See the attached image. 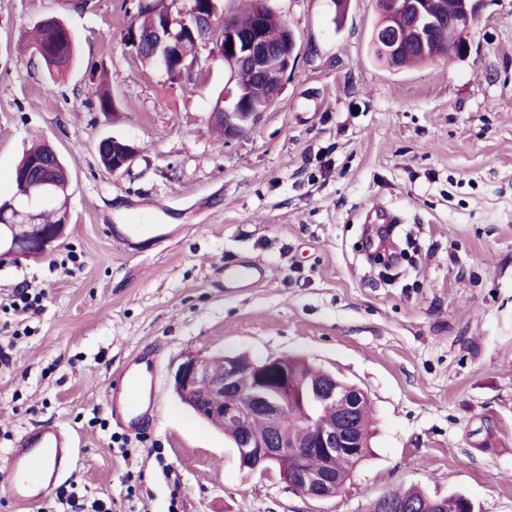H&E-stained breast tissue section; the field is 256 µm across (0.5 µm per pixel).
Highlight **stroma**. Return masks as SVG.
Listing matches in <instances>:
<instances>
[{
	"mask_svg": "<svg viewBox=\"0 0 512 512\" xmlns=\"http://www.w3.org/2000/svg\"><path fill=\"white\" fill-rule=\"evenodd\" d=\"M122 3L0 0V197L36 138L70 174L65 237L0 262V470L49 422L80 448L65 488L110 512H366L410 485L512 512V0H484L462 57L400 71L370 52L377 0H267L299 55L278 102L223 143L208 122L223 60L201 48L202 73L178 80L142 64ZM48 16L79 36L55 80L21 43ZM102 87L115 111L75 109ZM106 136L138 147L132 168H104ZM376 203L402 219L393 268L361 251ZM132 212L165 237H113ZM234 263L260 268L253 287L226 279ZM25 284L38 308L9 310ZM145 348L152 422L139 437L92 425ZM213 352L297 356L368 395L372 454L342 494L242 469L179 403L174 366Z\"/></svg>",
	"mask_w": 512,
	"mask_h": 512,
	"instance_id": "1",
	"label": "stroma"
}]
</instances>
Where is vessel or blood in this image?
<instances>
[{
  "mask_svg": "<svg viewBox=\"0 0 512 512\" xmlns=\"http://www.w3.org/2000/svg\"><path fill=\"white\" fill-rule=\"evenodd\" d=\"M157 358L153 351H142L107 388V406L113 422L135 432L151 416L156 400ZM74 434L55 424L25 430L8 457L10 480L5 486L15 505L31 507L43 501L60 486L77 458Z\"/></svg>",
  "mask_w": 512,
  "mask_h": 512,
  "instance_id": "obj_1",
  "label": "vessel or blood"
}]
</instances>
